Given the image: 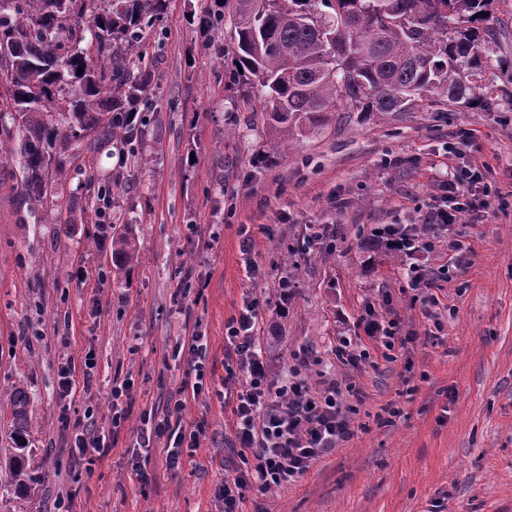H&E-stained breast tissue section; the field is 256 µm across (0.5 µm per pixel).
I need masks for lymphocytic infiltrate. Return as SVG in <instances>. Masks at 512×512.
I'll list each match as a JSON object with an SVG mask.
<instances>
[{
  "label": "lymphocytic infiltrate",
  "mask_w": 512,
  "mask_h": 512,
  "mask_svg": "<svg viewBox=\"0 0 512 512\" xmlns=\"http://www.w3.org/2000/svg\"><path fill=\"white\" fill-rule=\"evenodd\" d=\"M443 191L440 203L429 208L425 220L448 231L476 202L490 196L492 185L487 164L475 156L451 161ZM385 238L390 248L408 258V283L422 305L437 306V280L415 261L418 254L433 248V241L401 226L386 229ZM260 317V303L254 300L227 326L224 385L238 389L232 445L242 466L233 479L218 489L224 512H243L245 490L266 493L292 484L320 457L353 436L341 407L344 391L335 379H322L314 389L296 374L279 385L271 381L256 350ZM357 325L368 338L380 341L383 356L391 363L398 359L397 346L411 339L410 334L404 333L397 313L384 318L371 305L365 307ZM180 353L188 366L189 378L171 394L162 419L150 429L151 435L163 441L166 467L171 471L178 469L184 450L195 448L200 434L199 429L183 425L181 412L186 394L197 395L204 389L206 345L202 334L193 332ZM72 434L70 452L79 462L95 463L112 446L111 435L89 424H74Z\"/></svg>",
  "instance_id": "1"
}]
</instances>
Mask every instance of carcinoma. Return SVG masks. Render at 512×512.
Wrapping results in <instances>:
<instances>
[{"label": "carcinoma", "mask_w": 512, "mask_h": 512, "mask_svg": "<svg viewBox=\"0 0 512 512\" xmlns=\"http://www.w3.org/2000/svg\"><path fill=\"white\" fill-rule=\"evenodd\" d=\"M169 0H0V132L18 138L21 194L35 205L60 196L70 143L131 147L139 111L155 75L140 65L143 29ZM202 12L206 27L224 24L225 0ZM492 0H236L230 18L238 76L258 98L277 140L327 121L338 102L364 112H404L439 92L451 102L476 99L463 79L482 67L480 45L494 40ZM353 32L336 30V20ZM83 73H77L78 68ZM137 261L131 229L112 234V263ZM14 448L27 433V400H7ZM10 486L26 496L39 478L22 454L9 457Z\"/></svg>", "instance_id": "obj_1"}]
</instances>
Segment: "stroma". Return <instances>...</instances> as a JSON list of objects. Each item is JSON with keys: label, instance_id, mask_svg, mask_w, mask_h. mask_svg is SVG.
<instances>
[{"label": "stroma", "instance_id": "stroma-1", "mask_svg": "<svg viewBox=\"0 0 512 512\" xmlns=\"http://www.w3.org/2000/svg\"><path fill=\"white\" fill-rule=\"evenodd\" d=\"M209 3L169 0L142 34L157 78L135 145L146 165L113 146L79 148L64 200L34 219L20 156H0V394L30 398L27 453L41 478L24 502L0 467V512H221L216 491L240 464L235 399L216 395L225 326L252 298L265 307L257 349L272 380L311 360V386L329 376L347 387L354 435L295 484L246 490L244 512H512V0H494L488 64L466 73L479 102L433 92L405 112L341 109L285 148L244 101L229 30L200 26ZM452 143L489 163L499 194L455 226L472 248L465 269L440 233L421 257L443 279L436 338L407 258L376 237L424 223ZM105 224L131 226L139 264L113 266ZM318 227L327 235L314 245ZM369 304L411 333L399 362L358 334ZM195 330L207 338L208 390L188 398L182 421L205 431L172 472L138 438L143 412L162 411L185 380L173 353ZM343 336L370 360L342 359ZM89 351L94 369L60 398L62 369ZM127 378L132 400L115 427L111 392ZM389 404L399 413L386 425ZM86 420L115 436L82 472L69 439Z\"/></svg>", "mask_w": 512, "mask_h": 512}]
</instances>
